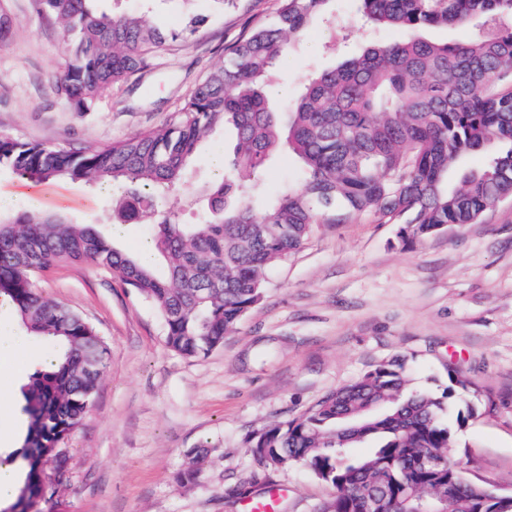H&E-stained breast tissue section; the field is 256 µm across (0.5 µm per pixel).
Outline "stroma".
<instances>
[{"instance_id":"1","label":"stroma","mask_w":512,"mask_h":512,"mask_svg":"<svg viewBox=\"0 0 512 512\" xmlns=\"http://www.w3.org/2000/svg\"><path fill=\"white\" fill-rule=\"evenodd\" d=\"M0 7L14 20L0 47V134L69 149L161 126L235 42L273 21L280 0H226L220 10L212 0H96L101 12L144 11L165 32L198 16L206 22L158 49L147 68L86 112L48 83L66 59L58 30L36 19L32 0ZM329 8L350 21V40L335 42L312 23L271 88L276 111L294 105L306 75L366 42L404 36L366 27L356 0H331ZM211 151L186 171L183 223L206 218L200 190L218 175ZM65 192L68 222L93 227L118 250L145 252L150 225L120 223L111 190L69 181ZM401 231L365 217L314 225L300 251L268 270L259 304L199 358L167 346L157 309L113 271L67 262L42 272L43 296L93 323L109 360L92 407L61 444L63 475L46 468L40 512H242L245 498L270 486L287 491L279 512H316L331 487L299 466L261 468L249 438L394 358L404 362L408 389L441 394L452 368L476 389L472 415L453 425L449 454L472 480L511 493L512 202L425 239ZM49 353L0 302V359L27 361L34 371ZM203 445L207 458L192 465V450ZM191 466L194 479L181 481Z\"/></svg>"}]
</instances>
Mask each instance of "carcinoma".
I'll return each instance as SVG.
<instances>
[{
	"mask_svg": "<svg viewBox=\"0 0 512 512\" xmlns=\"http://www.w3.org/2000/svg\"><path fill=\"white\" fill-rule=\"evenodd\" d=\"M93 0H33L38 19L69 45L56 94L88 111L112 86L145 68L150 55L179 34H164L143 12H97ZM330 0H281L273 23L236 42L162 126L105 146L73 149L0 136V169L29 187L59 180L110 185L125 222L148 219L167 272L156 273L84 224L32 208L0 214V298L27 329L51 343L53 364L24 390L29 424L20 456L26 475L15 506L29 493L59 444L89 411L101 376L85 371L108 349L95 328L38 291L36 276L60 262L111 269L159 311L168 346L200 357L224 342L262 298L267 270L299 250L316 224L364 215L403 225L424 239L450 224H474L512 200V0H357L364 23L399 28L396 43L370 42L337 66L305 79L290 112H275L268 88L293 40L318 18L346 40L349 29L325 9ZM474 24L464 43L421 36L430 28ZM230 124L233 157L204 196L209 218L184 224L180 200L162 210L186 165L210 133ZM288 148L302 164L300 185L267 190L272 157ZM481 154L477 169L460 166ZM439 396L406 391L402 364L376 366L357 382L320 398L302 415L249 440L265 469L301 466L330 485L319 512H407L420 498L442 512H503L487 487L449 455L454 432L447 400L468 387L454 371ZM369 440L371 454L346 449Z\"/></svg>",
	"mask_w": 512,
	"mask_h": 512,
	"instance_id": "cac0c4a2",
	"label": "carcinoma"
}]
</instances>
